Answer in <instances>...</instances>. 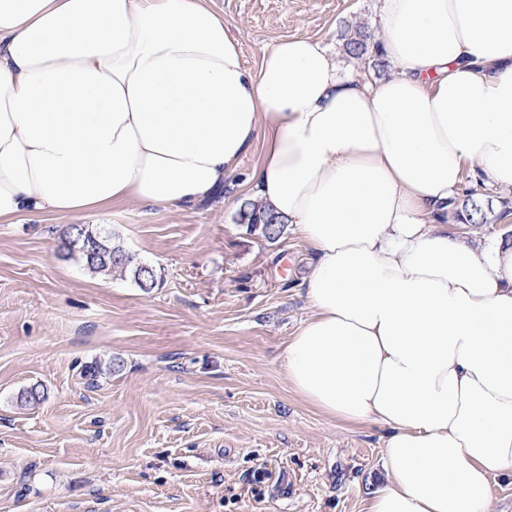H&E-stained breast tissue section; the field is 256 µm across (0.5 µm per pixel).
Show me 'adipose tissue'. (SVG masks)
I'll return each mask as SVG.
<instances>
[{"instance_id":"obj_1","label":"adipose tissue","mask_w":512,"mask_h":512,"mask_svg":"<svg viewBox=\"0 0 512 512\" xmlns=\"http://www.w3.org/2000/svg\"><path fill=\"white\" fill-rule=\"evenodd\" d=\"M390 75L291 37L258 70L207 0H0V223L211 196L255 139L254 202L314 255L282 368L384 425L366 512H494L512 471V238L449 233L466 168L512 192V0H382Z\"/></svg>"}]
</instances>
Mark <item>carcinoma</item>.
<instances>
[{
    "label": "carcinoma",
    "mask_w": 512,
    "mask_h": 512,
    "mask_svg": "<svg viewBox=\"0 0 512 512\" xmlns=\"http://www.w3.org/2000/svg\"><path fill=\"white\" fill-rule=\"evenodd\" d=\"M372 31L357 26L349 34L344 45L346 54L360 58L368 52V41ZM475 190L463 191L464 199L452 208L453 218L463 224H480L485 220L481 206L473 199ZM237 223L247 226L249 232L258 233L269 242L277 241L285 230L282 219L274 213L262 209L257 203L244 202L238 210ZM63 247L75 254L86 269L93 273L110 275L120 273L129 276L144 292L150 291L156 284V272L141 270L142 263L134 259L123 247L112 244V235L86 229L81 239L65 234Z\"/></svg>",
    "instance_id": "carcinoma-1"
}]
</instances>
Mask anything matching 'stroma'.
I'll return each instance as SVG.
<instances>
[{"instance_id":"1","label":"stroma","mask_w":512,"mask_h":512,"mask_svg":"<svg viewBox=\"0 0 512 512\" xmlns=\"http://www.w3.org/2000/svg\"><path fill=\"white\" fill-rule=\"evenodd\" d=\"M258 69L280 40L308 37L358 75L347 26L378 30L380 0H211ZM254 143L222 195L183 209L134 203L94 215L0 223V512H365L382 482L386 429L331 419L281 370L310 315L312 254L293 225L276 242L236 221L262 156ZM487 221L449 222L474 246L512 225L506 194L465 169ZM112 233L153 265L145 292L90 272L68 226ZM104 364L96 383L82 371ZM43 390L40 403L20 395Z\"/></svg>"}]
</instances>
